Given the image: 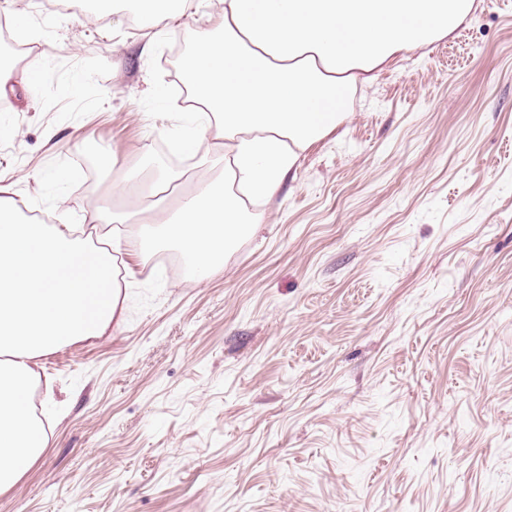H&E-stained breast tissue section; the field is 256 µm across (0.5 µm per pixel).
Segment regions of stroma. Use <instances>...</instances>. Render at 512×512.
Wrapping results in <instances>:
<instances>
[{
  "label": "stroma",
  "mask_w": 512,
  "mask_h": 512,
  "mask_svg": "<svg viewBox=\"0 0 512 512\" xmlns=\"http://www.w3.org/2000/svg\"><path fill=\"white\" fill-rule=\"evenodd\" d=\"M406 54L199 278L122 245L124 322L37 361L50 448L0 512H512V0ZM32 89L0 96V185L79 224L137 160L197 165L187 12L0 0ZM164 88L162 111L147 106Z\"/></svg>",
  "instance_id": "1"
}]
</instances>
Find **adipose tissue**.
Instances as JSON below:
<instances>
[{"instance_id":"obj_1","label":"adipose tissue","mask_w":512,"mask_h":512,"mask_svg":"<svg viewBox=\"0 0 512 512\" xmlns=\"http://www.w3.org/2000/svg\"><path fill=\"white\" fill-rule=\"evenodd\" d=\"M155 33L188 9L208 26L182 65L195 108L200 164L224 159L221 178L196 183L175 207L133 220L99 214L112 238L131 241L143 265L173 244L199 277L223 264L260 218L248 200L275 197L301 153L349 116L358 87L399 55L423 50L469 22L474 0H147ZM238 195H230L227 184ZM124 297L114 260L73 227L35 224L16 215L0 186V494L38 462L51 434L29 396L32 363L63 345L104 335L119 324Z\"/></svg>"}]
</instances>
